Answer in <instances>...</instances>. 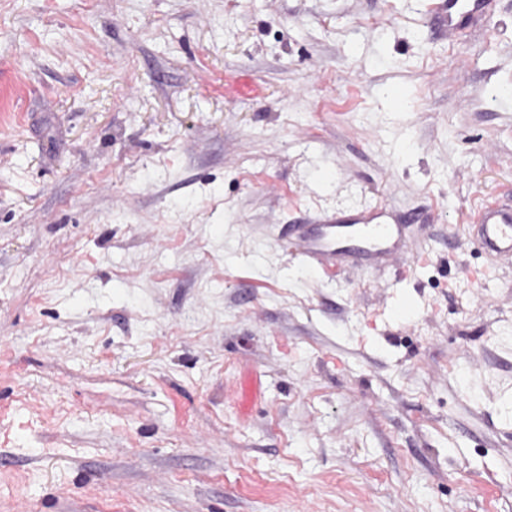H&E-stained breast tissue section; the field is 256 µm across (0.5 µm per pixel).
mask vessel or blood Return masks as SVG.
Masks as SVG:
<instances>
[{
	"instance_id": "obj_1",
	"label": "vessel or blood",
	"mask_w": 512,
	"mask_h": 512,
	"mask_svg": "<svg viewBox=\"0 0 512 512\" xmlns=\"http://www.w3.org/2000/svg\"><path fill=\"white\" fill-rule=\"evenodd\" d=\"M437 13L449 35L468 33L475 18L490 12L493 0H436ZM479 246L489 255L512 260V205L482 202L471 218ZM291 245L321 275L363 260L369 263L405 261L413 248L400 225L390 223L384 208H365L350 217L329 211L313 223L288 228Z\"/></svg>"
}]
</instances>
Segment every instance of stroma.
I'll return each mask as SVG.
<instances>
[{
	"label": "stroma",
	"mask_w": 512,
	"mask_h": 512,
	"mask_svg": "<svg viewBox=\"0 0 512 512\" xmlns=\"http://www.w3.org/2000/svg\"><path fill=\"white\" fill-rule=\"evenodd\" d=\"M432 2L0 0V512H512V0ZM449 36L460 37L472 28V21L490 12L493 0H435ZM468 227L489 255L508 258L512 264V205L484 201L474 211ZM509 263V264H510ZM386 217L382 207L361 209L348 218L323 211L315 224L289 225L288 243L323 276L335 275L358 259L369 263L410 259L412 246L400 225Z\"/></svg>",
	"instance_id": "1"
}]
</instances>
